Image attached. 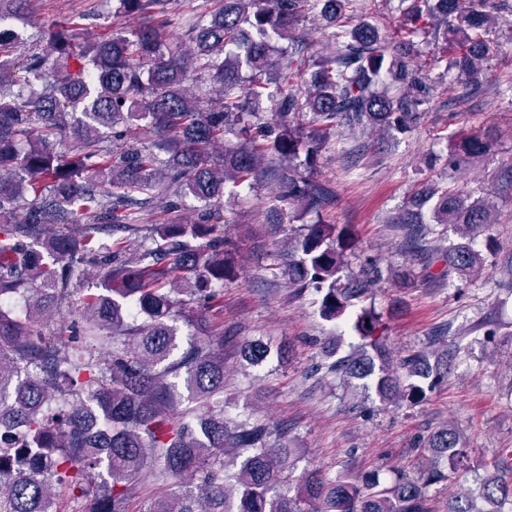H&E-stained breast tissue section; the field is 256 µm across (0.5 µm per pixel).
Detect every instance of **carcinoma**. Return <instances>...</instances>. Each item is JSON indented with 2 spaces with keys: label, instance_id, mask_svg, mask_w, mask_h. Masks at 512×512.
<instances>
[{
  "label": "carcinoma",
  "instance_id": "cac0c4a2",
  "mask_svg": "<svg viewBox=\"0 0 512 512\" xmlns=\"http://www.w3.org/2000/svg\"><path fill=\"white\" fill-rule=\"evenodd\" d=\"M167 2L118 0L116 13L137 24L91 40L79 22L51 24L41 49L23 59L20 39L2 22L31 0H0V512H60L55 484L90 503L86 512H126L143 473L179 481L147 512H432L427 489L452 478L466 457L454 427L421 440L419 470L387 485L376 474L332 480L316 471L292 484L286 471L297 449L288 432L272 441L267 425L224 415V329L209 330L233 258L224 195L276 156V200L293 219L321 216L334 193L311 170L330 134L413 131L435 91L421 60L429 40L469 93L486 79L489 34L512 3L413 0L392 26L369 17L350 23L356 0H217L190 28L186 55L173 41L180 17ZM314 11L330 29L324 57L293 35ZM275 40L287 47L277 50ZM306 73L309 82L290 87ZM195 78L212 94L195 95ZM264 100L268 117L251 111ZM227 134L236 144L222 146ZM63 139L73 143L68 154L57 150ZM490 149L478 134L463 136L450 144L448 167ZM188 196L202 207L185 220ZM144 212L164 219L141 224ZM494 212L487 196L425 184L391 223L409 256H441L439 276H474L485 270L476 239L499 250L489 234ZM433 224L452 227L462 242L431 246ZM142 232L153 247L127 252V239ZM353 248L348 227L318 220L288 250V284L319 293L325 321L344 320L381 279L372 264L342 275ZM80 276L97 292L86 295L81 325L61 344L44 320ZM20 293L29 304L15 316L8 304ZM179 321L205 336L180 348ZM381 327L374 309H361L353 329L375 356H341L325 375L371 377L383 403L415 404L447 378L448 330L394 362ZM240 352L258 366L271 348L250 342ZM493 467L448 512H500L512 502V465Z\"/></svg>",
  "mask_w": 512,
  "mask_h": 512
}]
</instances>
